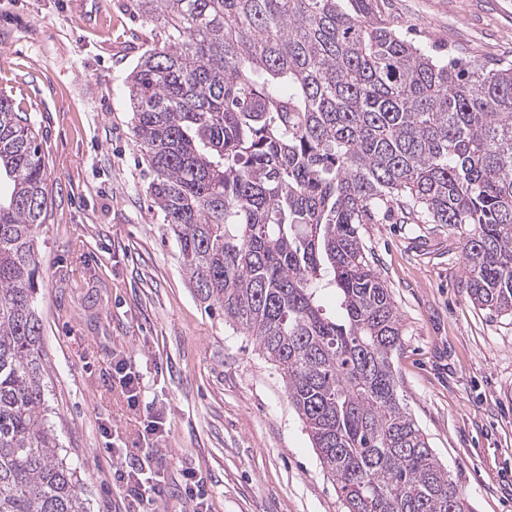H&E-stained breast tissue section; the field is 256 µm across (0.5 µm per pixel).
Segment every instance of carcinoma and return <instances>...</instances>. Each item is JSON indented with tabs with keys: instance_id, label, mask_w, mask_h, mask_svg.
Returning <instances> with one entry per match:
<instances>
[{
	"instance_id": "carcinoma-1",
	"label": "carcinoma",
	"mask_w": 512,
	"mask_h": 512,
	"mask_svg": "<svg viewBox=\"0 0 512 512\" xmlns=\"http://www.w3.org/2000/svg\"><path fill=\"white\" fill-rule=\"evenodd\" d=\"M136 0L125 84L147 190L207 310L254 337L346 512H472L403 405L404 328L363 224H446L512 317V66L443 63L379 0ZM0 512H88L45 407V162L0 93Z\"/></svg>"
}]
</instances>
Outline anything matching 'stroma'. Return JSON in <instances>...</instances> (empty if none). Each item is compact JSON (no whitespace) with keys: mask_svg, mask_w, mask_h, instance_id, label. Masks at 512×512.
<instances>
[{"mask_svg":"<svg viewBox=\"0 0 512 512\" xmlns=\"http://www.w3.org/2000/svg\"><path fill=\"white\" fill-rule=\"evenodd\" d=\"M407 40L441 55L512 60V0H384ZM155 30L132 0H0V92L31 115L47 172L37 230V308L58 453L89 512H131L116 468L150 445L180 512L185 472L209 512H345L256 341L205 311L176 238L146 192L125 80ZM361 233L405 325L399 393L475 512H512V319L475 308L461 243L444 224H366ZM139 374L130 409L119 359ZM160 431L143 442L149 413Z\"/></svg>","mask_w":512,"mask_h":512,"instance_id":"35a3bbf8","label":"stroma"}]
</instances>
